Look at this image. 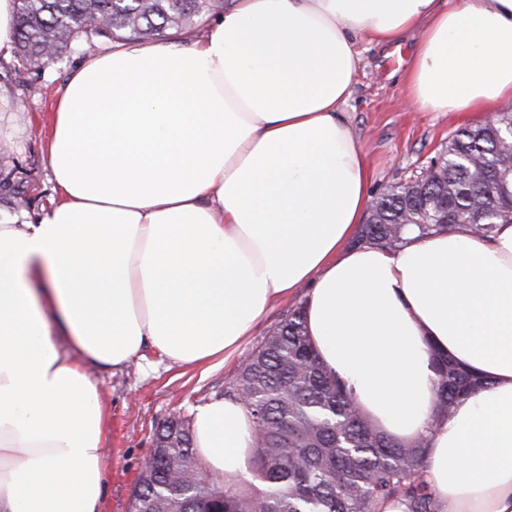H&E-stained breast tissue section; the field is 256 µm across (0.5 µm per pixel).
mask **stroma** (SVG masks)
I'll use <instances>...</instances> for the list:
<instances>
[{"label": "stroma", "instance_id": "obj_1", "mask_svg": "<svg viewBox=\"0 0 512 512\" xmlns=\"http://www.w3.org/2000/svg\"><path fill=\"white\" fill-rule=\"evenodd\" d=\"M418 32L389 45L357 43L360 69L345 110L370 171V193L406 180L435 156L456 129L486 121L483 112H421L408 97L406 75ZM91 47L71 52L41 77L0 63V211L17 208L36 215L55 196L47 164L50 120L58 91ZM34 91H26V84ZM296 292L276 302L265 320L225 362L214 368L171 364L155 354L123 369L96 371L107 407L106 486L98 512H132L142 466L157 428L171 418L192 420L197 406L224 395L241 366L292 306Z\"/></svg>", "mask_w": 512, "mask_h": 512}]
</instances>
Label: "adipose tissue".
I'll list each match as a JSON object with an SVG mask.
<instances>
[{
	"mask_svg": "<svg viewBox=\"0 0 512 512\" xmlns=\"http://www.w3.org/2000/svg\"><path fill=\"white\" fill-rule=\"evenodd\" d=\"M422 39L423 112L512 100V0H227L206 35L127 44L60 88L57 199L0 220V512H97L105 406L88 367L223 362L279 298L360 412L426 439L436 512H512V223L354 244L370 173L344 106L358 38ZM438 349L481 383L433 425ZM210 482L254 454L243 404L197 407Z\"/></svg>",
	"mask_w": 512,
	"mask_h": 512,
	"instance_id": "obj_1",
	"label": "adipose tissue"
}]
</instances>
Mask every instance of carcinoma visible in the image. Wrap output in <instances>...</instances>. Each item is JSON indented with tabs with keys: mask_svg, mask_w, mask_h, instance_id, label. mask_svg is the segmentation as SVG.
<instances>
[{
	"mask_svg": "<svg viewBox=\"0 0 512 512\" xmlns=\"http://www.w3.org/2000/svg\"><path fill=\"white\" fill-rule=\"evenodd\" d=\"M13 56L41 74L84 44L154 36L200 35L224 0H15ZM512 113L464 126L448 138L432 168L389 186L372 200L357 243L397 249L468 224L488 236L512 222ZM433 423L477 384L443 353L433 354ZM252 415L253 480L213 490L193 436L181 448H156L141 472L133 512H376L382 498L403 497L409 512H434L421 480L427 441L399 443L360 414L338 375L318 360L300 303L264 337L224 390Z\"/></svg>",
	"mask_w": 512,
	"mask_h": 512,
	"instance_id": "obj_1",
	"label": "carcinoma"
}]
</instances>
